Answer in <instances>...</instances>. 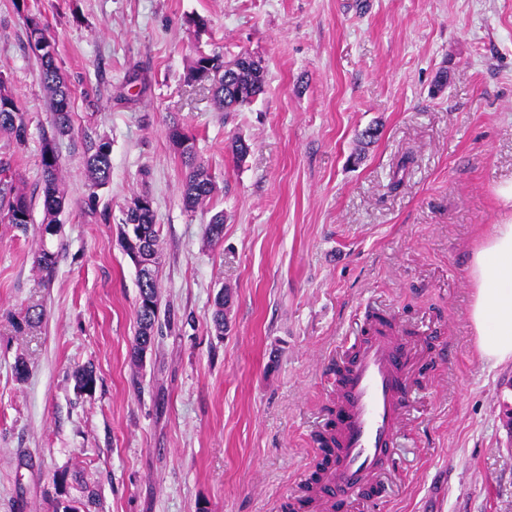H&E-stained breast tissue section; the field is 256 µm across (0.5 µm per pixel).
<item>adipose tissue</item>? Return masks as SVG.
Masks as SVG:
<instances>
[{
    "instance_id": "obj_1",
    "label": "adipose tissue",
    "mask_w": 512,
    "mask_h": 512,
    "mask_svg": "<svg viewBox=\"0 0 512 512\" xmlns=\"http://www.w3.org/2000/svg\"><path fill=\"white\" fill-rule=\"evenodd\" d=\"M495 194L503 211L472 254L469 319L482 356L504 361L512 359V182Z\"/></svg>"
}]
</instances>
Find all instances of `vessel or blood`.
<instances>
[{"label":"vessel or blood","mask_w":512,"mask_h":512,"mask_svg":"<svg viewBox=\"0 0 512 512\" xmlns=\"http://www.w3.org/2000/svg\"><path fill=\"white\" fill-rule=\"evenodd\" d=\"M415 341L400 321L375 310L353 342L337 349L325 375L330 410L312 441L320 470L291 495L293 512L385 503L384 476L397 463L419 386Z\"/></svg>","instance_id":"vessel-or-blood-1"}]
</instances>
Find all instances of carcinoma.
Segmentation results:
<instances>
[{"mask_svg":"<svg viewBox=\"0 0 512 512\" xmlns=\"http://www.w3.org/2000/svg\"><path fill=\"white\" fill-rule=\"evenodd\" d=\"M27 39L33 40L39 36L49 42L51 50L36 55L40 64L41 79L46 92L47 102L52 112V127L55 135L67 136L72 133L71 104L73 89L57 65V47L54 39L48 34L46 27L37 17L28 18ZM235 69L231 70L232 83L224 87V78L210 84L213 99L219 108L226 112H237L251 105L263 93L265 72L261 63L252 62L245 65L234 60ZM224 68V56L218 53L199 55L192 60L187 69V79L202 83L211 80ZM0 135L11 139L17 148L26 143L27 122L25 113L19 101L0 79ZM169 139L180 155L181 161L188 173L182 188V199L185 207L195 210L206 206L213 197L216 183L208 169L197 162L194 144L183 145L186 135L178 123L169 126ZM111 142L101 139L92 144L85 156L84 166L87 176V187L90 197H96L97 191L109 184L112 173ZM40 166L42 170L41 197L43 207V222L41 235L50 234L51 227L57 223V217L62 212L66 202V191L63 179V169L59 156L56 154L52 141H46ZM143 199L146 206L137 210L131 206L124 212L123 223L134 225V230L141 234L132 235L135 246L145 244L153 252H159V227L155 224L153 200L146 194L133 197L137 201ZM0 223L12 224L25 230L32 223V199L23 188L16 183V174L12 172L9 160L0 159ZM224 232V213L218 212L211 216L206 225L207 239L216 242ZM139 299L142 301L159 299L157 289V274L147 279L137 278ZM229 303V293L219 290L214 299L213 323L218 333L224 332V307ZM44 311L36 306L25 310L23 316L15 322V329L22 333L36 327L42 322ZM158 322L157 313H150L144 307L136 308V335L133 338L131 359H136L140 344L147 341V333L154 329ZM74 387L82 389L93 388L96 384V373L92 366L84 365L72 373ZM67 473L56 475L54 486L56 490L55 512H84V503L66 497Z\"/></svg>","mask_w":512,"mask_h":512,"instance_id":"obj_1","label":"carcinoma"}]
</instances>
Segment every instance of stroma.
Returning a JSON list of instances; mask_svg holds the SVG:
<instances>
[{
    "label": "stroma",
    "mask_w": 512,
    "mask_h": 512,
    "mask_svg": "<svg viewBox=\"0 0 512 512\" xmlns=\"http://www.w3.org/2000/svg\"><path fill=\"white\" fill-rule=\"evenodd\" d=\"M195 14L206 30L189 27ZM30 16L74 90L73 133L55 142L68 203L46 238L51 118ZM201 52L250 53L264 93L219 109L186 80ZM0 78L28 122L23 150L0 137V158L34 220L0 224V512H53L61 471L70 498L96 492L91 512H281L327 414L326 366L371 308L451 351L418 366L428 387L383 512H512V359H484L468 318L471 256L512 180V0H0ZM173 121L216 181L193 212ZM235 135L250 145L241 161ZM103 137L112 178L92 201L84 153ZM143 192L160 228V329L137 365V273L119 229ZM32 305L42 323L16 334ZM87 364L96 386L80 394L72 372Z\"/></svg>",
    "instance_id": "1"
}]
</instances>
